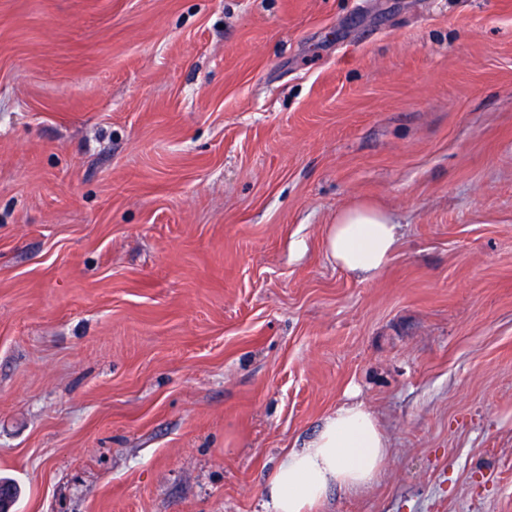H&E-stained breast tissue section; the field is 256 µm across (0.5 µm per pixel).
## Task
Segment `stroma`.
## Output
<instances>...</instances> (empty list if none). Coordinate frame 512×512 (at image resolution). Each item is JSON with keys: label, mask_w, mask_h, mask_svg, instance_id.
Listing matches in <instances>:
<instances>
[{"label": "stroma", "mask_w": 512, "mask_h": 512, "mask_svg": "<svg viewBox=\"0 0 512 512\" xmlns=\"http://www.w3.org/2000/svg\"><path fill=\"white\" fill-rule=\"evenodd\" d=\"M351 400L390 451L317 512H512V0H0L20 512H261ZM398 224L390 215L368 204L340 212L330 224L326 251L340 269L364 279L388 264L398 242Z\"/></svg>", "instance_id": "obj_1"}]
</instances>
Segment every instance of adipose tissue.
Listing matches in <instances>:
<instances>
[{
	"label": "adipose tissue",
	"instance_id": "1",
	"mask_svg": "<svg viewBox=\"0 0 512 512\" xmlns=\"http://www.w3.org/2000/svg\"><path fill=\"white\" fill-rule=\"evenodd\" d=\"M398 229L390 215L357 204L329 226L326 251L337 267L368 279L388 264ZM388 454L375 416L362 403L343 404L306 444L284 453L263 487L262 512H314L333 487L370 486Z\"/></svg>",
	"mask_w": 512,
	"mask_h": 512
}]
</instances>
